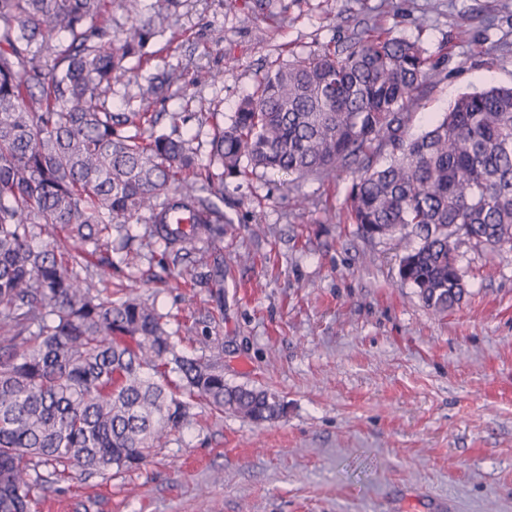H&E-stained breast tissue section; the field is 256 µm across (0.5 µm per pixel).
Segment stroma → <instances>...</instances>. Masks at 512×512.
<instances>
[{
    "instance_id": "35a3bbf8",
    "label": "stroma",
    "mask_w": 512,
    "mask_h": 512,
    "mask_svg": "<svg viewBox=\"0 0 512 512\" xmlns=\"http://www.w3.org/2000/svg\"><path fill=\"white\" fill-rule=\"evenodd\" d=\"M440 62L405 134L427 129L463 93L512 86V0H179L112 109L137 111L162 66L181 79L155 111L228 122L266 70L365 26ZM354 175L256 171L224 181L235 222L219 247L221 286L161 268L160 245L129 222L111 276L80 272L113 297L154 301L187 353L200 336L233 385L288 404L257 424L196 407L192 423L132 472L70 477L36 490L33 512H512V247L458 249L465 294L448 314L401 284L398 241L368 242L346 197Z\"/></svg>"
}]
</instances>
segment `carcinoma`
Masks as SVG:
<instances>
[{
    "label": "carcinoma",
    "instance_id": "1",
    "mask_svg": "<svg viewBox=\"0 0 512 512\" xmlns=\"http://www.w3.org/2000/svg\"><path fill=\"white\" fill-rule=\"evenodd\" d=\"M176 3L154 0L153 19L116 40L105 0H0V512H31L33 491L72 466L89 476L139 468L198 402L256 423L286 414L278 393L229 384L212 359L177 349L154 304L81 286L76 269L90 256L112 269L101 249L114 222L147 223L161 260L200 265L219 286L221 253L200 255L196 242L224 236V176L353 167L358 232L420 239L398 274L436 315L463 297V241L512 243V87L464 94L407 139L408 111L438 63L414 42L362 30L341 50L268 70L214 128L202 166L198 134L152 131L160 113L150 108L177 69L149 78L137 112L108 101ZM55 34L68 42L48 57ZM386 150L390 161L375 165ZM61 236L71 249H59Z\"/></svg>",
    "mask_w": 512,
    "mask_h": 512
}]
</instances>
